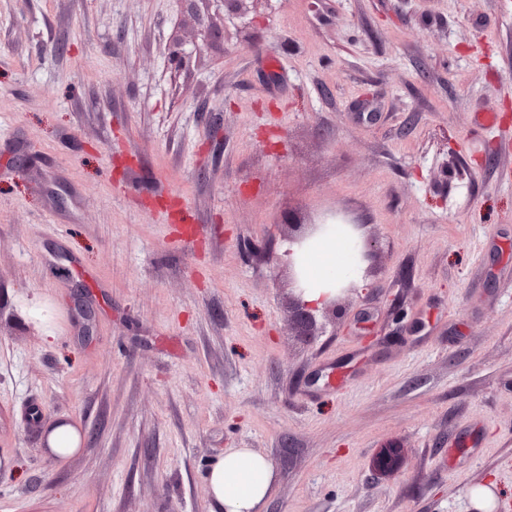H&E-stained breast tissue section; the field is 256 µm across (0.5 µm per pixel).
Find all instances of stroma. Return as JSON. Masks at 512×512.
<instances>
[{
    "label": "stroma",
    "mask_w": 512,
    "mask_h": 512,
    "mask_svg": "<svg viewBox=\"0 0 512 512\" xmlns=\"http://www.w3.org/2000/svg\"><path fill=\"white\" fill-rule=\"evenodd\" d=\"M333 213L375 270L303 343ZM227 448L264 512H512V0H0V512H209ZM325 222L304 224L303 222L288 224L289 243L301 241L319 230ZM344 224H324L323 228L302 244H291L285 247L292 250V259L303 284L302 299L297 294L296 277L293 266H288V277L291 292L288 296V308L295 330V336L306 340L317 336L323 327L321 319L336 320V299L331 300L323 308V303L338 293L347 281H353L354 287L363 286L360 256L354 248L353 240L359 236ZM315 306H310V305ZM46 430L49 450L56 458L64 459L78 451L82 445L80 430L66 419L56 421ZM274 480L267 456L251 448H228L206 471L209 512H264Z\"/></svg>",
    "instance_id": "stroma-1"
}]
</instances>
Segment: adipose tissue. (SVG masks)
Instances as JSON below:
<instances>
[{
  "instance_id": "obj_1",
  "label": "adipose tissue",
  "mask_w": 512,
  "mask_h": 512,
  "mask_svg": "<svg viewBox=\"0 0 512 512\" xmlns=\"http://www.w3.org/2000/svg\"><path fill=\"white\" fill-rule=\"evenodd\" d=\"M357 234L342 224H327L303 243L292 245V259L303 284V300L322 306L347 282L362 286ZM275 468L251 448H230L205 475L210 512H263L272 491Z\"/></svg>"
}]
</instances>
